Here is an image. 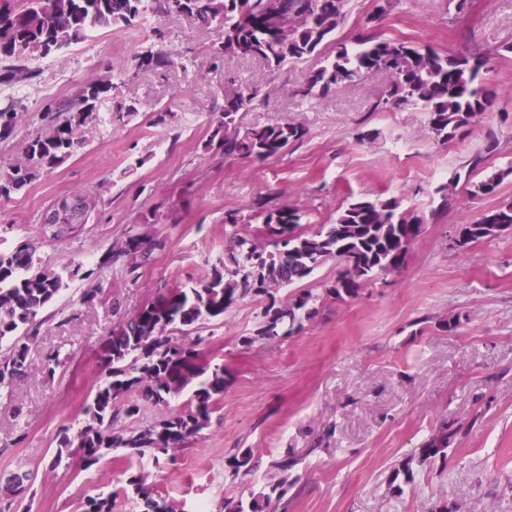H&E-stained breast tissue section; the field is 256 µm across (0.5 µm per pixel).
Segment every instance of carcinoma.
<instances>
[{"label":"carcinoma","instance_id":"1","mask_svg":"<svg viewBox=\"0 0 512 512\" xmlns=\"http://www.w3.org/2000/svg\"><path fill=\"white\" fill-rule=\"evenodd\" d=\"M383 0L362 31L351 41L336 37L346 16L348 0H0V82L25 86L37 75L36 58H47L83 41L99 28L122 30L145 15H177L197 26H214L224 40L213 46L220 58L237 55L262 60L275 72L311 57L323 65L291 90L304 102L326 96L372 73H384L388 84L375 109H418L424 112L428 133L445 144L456 139L476 118L485 114L496 97L483 81L492 54H443L430 47L382 37L377 22L392 7ZM131 62L137 68H180L191 65L188 52L174 47L155 52H137ZM116 89L113 78L91 79L67 102L48 107L41 130L28 139L21 156L0 160V198L8 199L35 181L43 172L58 168L85 146L82 131L109 122L125 125L138 114L133 104L116 102L112 114L96 112L101 95ZM263 86L256 82L224 105L204 148L226 159L263 162L273 158L306 135L293 122L262 127H244L237 114L259 102ZM21 120L17 105L0 108V143L9 140ZM483 161V153L468 163L466 174L455 173V182L465 180L474 198L493 195L512 176V166L493 171L475 181L471 174ZM248 220L263 224L261 242L234 231L224 240V259L212 266L199 284L168 288L125 317L112 329L99 356L104 376L92 403L85 409V424L59 442L50 467L73 456L87 470L114 448L142 456H174L207 425L227 379L224 366L201 358L195 346L201 337L192 334L211 319L224 317L240 300L265 297L257 332L261 340H275L299 332L303 322L314 318L316 304L324 299L344 302L359 297L362 288L379 274L398 271L423 233V220L403 209L396 199L357 198L340 208L330 224L314 232L302 230L298 208L257 198L249 204ZM512 227V200L484 211L473 224L462 225L469 241L495 238L502 227ZM153 247L145 233L128 232L101 261L122 263L132 280L148 260ZM340 266L336 278L314 288H303L322 265ZM95 270L63 260L51 267L42 264L27 241L0 250V385L25 373L29 344L37 339L40 313L55 303L77 277L90 279ZM284 287L291 288L285 300H276ZM192 388L188 408L163 413L145 426H125L141 412L140 402L162 410L171 398ZM136 391L138 399L127 394ZM456 431L443 425L419 449L421 461L447 456ZM237 475L256 467L252 449L245 448L226 460ZM139 512H176L172 503L146 486L138 477L129 480ZM31 476L16 474L0 480V500L7 506L23 500L31 491ZM281 481L269 491L251 494L248 504L228 502L224 512H269L272 501L287 493ZM114 493L89 496L79 512H113Z\"/></svg>","mask_w":512,"mask_h":512}]
</instances>
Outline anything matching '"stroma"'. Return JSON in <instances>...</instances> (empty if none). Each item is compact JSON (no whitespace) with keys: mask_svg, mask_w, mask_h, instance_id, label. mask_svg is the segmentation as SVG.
I'll return each instance as SVG.
<instances>
[{"mask_svg":"<svg viewBox=\"0 0 512 512\" xmlns=\"http://www.w3.org/2000/svg\"><path fill=\"white\" fill-rule=\"evenodd\" d=\"M377 26L442 53L497 51L484 76L498 91L494 107L441 144L428 134L423 112L374 111L385 74L300 103L289 90L320 59L275 73L254 58L228 57L216 68L210 48L221 41L220 29L175 15L102 32L27 85L25 112L0 154H19L40 130L47 103L68 99L89 77L129 66L134 52L163 41L193 59L186 72L131 69L96 108L105 118L115 102H132L137 116L124 126L90 127L77 157L0 201V248L26 240L44 264L68 258L96 271L42 312L25 376L0 388V476L33 475L30 498L10 512H74L79 501L108 490L118 493L114 512H136L121 494L133 476L178 512H224L225 502L282 480L288 492L276 512H429L438 501L450 512H512V233L452 244L461 225L512 199V177L498 195L476 199L452 182L490 137L497 148L486 153L479 175L512 165V0H468L461 13L452 0H396ZM257 81L262 99L239 112L240 124L288 119L304 125L306 137L262 163L206 152L225 98ZM160 109L170 114L167 124L150 125ZM371 130L377 138L362 141ZM77 191L95 198L87 223L42 224L57 197ZM259 196L299 208L307 231L331 223L354 198L395 197L423 219L424 232L398 272L369 282L355 299L321 301L298 333L257 339L262 297L205 324L198 350L223 365L227 387L208 425L175 460L118 448L87 470L51 468L62 435H75L86 420L102 375L101 342L121 314L160 290L204 280L224 256L225 212L246 211ZM133 227L155 243L135 281L122 265L101 264ZM90 288L97 295L87 302ZM451 318L458 325L450 331ZM55 351L65 363L49 378L42 362ZM444 421L458 430L447 457L419 462V448ZM244 448L262 463L232 475L225 460ZM287 451L297 464L285 474L274 463ZM405 462L414 479L397 496L389 482Z\"/></svg>","mask_w":512,"mask_h":512,"instance_id":"obj_1","label":"stroma"}]
</instances>
